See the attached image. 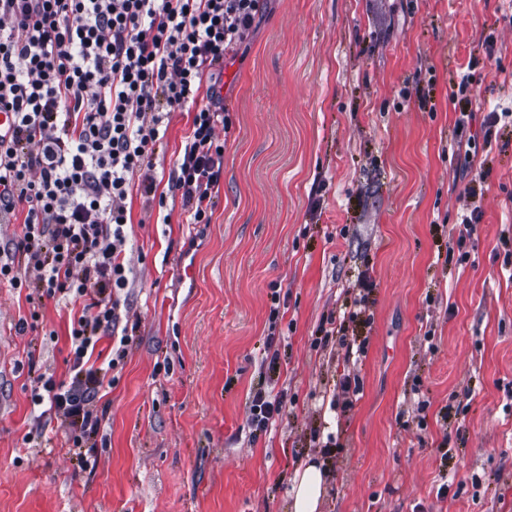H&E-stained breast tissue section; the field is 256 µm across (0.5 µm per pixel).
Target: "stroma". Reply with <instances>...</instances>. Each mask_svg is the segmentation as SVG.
I'll use <instances>...</instances> for the list:
<instances>
[{"instance_id": "1", "label": "stroma", "mask_w": 512, "mask_h": 512, "mask_svg": "<svg viewBox=\"0 0 512 512\" xmlns=\"http://www.w3.org/2000/svg\"><path fill=\"white\" fill-rule=\"evenodd\" d=\"M222 81L211 223L169 184L193 105L152 157L165 206L128 195L93 447L32 402L71 379L72 298L0 284V512H289L310 459L319 512H512V0H263ZM359 298L350 357L319 337ZM261 390L285 404L264 432ZM331 474L322 462L307 461L297 471L291 492V512H318Z\"/></svg>"}]
</instances>
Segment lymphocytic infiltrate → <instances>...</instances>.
<instances>
[{
  "label": "lymphocytic infiltrate",
  "instance_id": "lymphocytic-infiltrate-1",
  "mask_svg": "<svg viewBox=\"0 0 512 512\" xmlns=\"http://www.w3.org/2000/svg\"><path fill=\"white\" fill-rule=\"evenodd\" d=\"M259 11L260 0H0V109L14 114L0 132V221L24 218L0 249V281L22 287L31 267L47 297L83 303L70 384L45 379L35 397L68 420L72 447L100 428L107 370L89 361L121 320L128 190L155 194L147 160L160 127L195 103L173 187L194 223L211 222L224 174L214 137L224 58Z\"/></svg>",
  "mask_w": 512,
  "mask_h": 512
}]
</instances>
